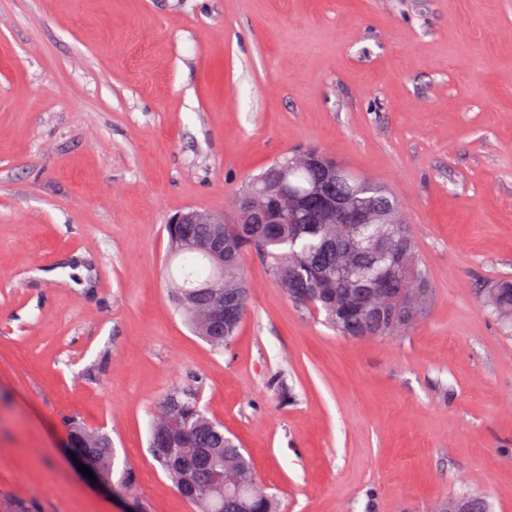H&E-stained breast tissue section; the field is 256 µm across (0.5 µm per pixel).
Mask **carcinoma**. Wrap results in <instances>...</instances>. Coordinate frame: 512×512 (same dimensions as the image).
Segmentation results:
<instances>
[{
  "instance_id": "obj_1",
  "label": "carcinoma",
  "mask_w": 512,
  "mask_h": 512,
  "mask_svg": "<svg viewBox=\"0 0 512 512\" xmlns=\"http://www.w3.org/2000/svg\"><path fill=\"white\" fill-rule=\"evenodd\" d=\"M295 152L286 153L262 172L250 178L244 185L249 188L262 180L272 186H279L289 192L306 196L314 191L321 179L320 171L289 162ZM334 195L344 196L366 210L380 213L381 217L393 216L396 223L388 225L394 236L383 242L384 250L364 246L356 256V268L352 274L338 271L341 257L351 250L350 241L341 239L337 247L328 251L324 241L336 235L334 224H252L250 216L235 212L218 224H179L165 226L168 247H178L175 257L180 259L177 272L168 274V288L172 299L179 300L184 289L180 284L194 281L207 275L211 262L194 247V244L210 239L219 228L229 238V251L224 253V283L219 290L224 294L238 297L240 314H245L249 300V289L241 272L243 258L248 252H256L268 263L273 280L293 302L304 307L313 306L324 313L325 322L343 336H356L361 333L385 330V336H400L413 328L423 313L412 314L405 307L393 311V325L368 311L350 322L343 321L338 307L349 294L358 288L370 286L371 279L392 264L394 253L403 251L404 261L410 271V279L405 287L421 291L424 300L431 294L430 280L422 266L408 225L401 217L399 203L380 185L369 182L349 168H344L343 178L329 185ZM327 272L338 279L333 288L337 292L325 296L318 291L316 273ZM486 306L509 331L512 332V282L502 281L493 285L486 294ZM177 310L191 327L193 333L216 351L224 350L238 331L241 321L224 325L223 334L206 328L195 320L191 308L177 306ZM203 382L194 386L178 385L171 388L153 418L150 438H159V429L165 425L174 426L181 437L172 443L170 454L178 456L192 448H206L224 473L234 476L248 486L254 496L259 512H277L278 504L274 496L257 481L250 459L233 439L224 435V425L207 417L200 408V395ZM72 441L88 448H96L100 453L99 466L107 477L114 475L111 437L102 431L88 429L78 419L71 418L66 423Z\"/></svg>"
}]
</instances>
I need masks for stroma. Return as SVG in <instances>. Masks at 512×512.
Segmentation results:
<instances>
[{
    "label": "stroma",
    "instance_id": "35a3bbf8",
    "mask_svg": "<svg viewBox=\"0 0 512 512\" xmlns=\"http://www.w3.org/2000/svg\"><path fill=\"white\" fill-rule=\"evenodd\" d=\"M319 148L401 203L433 296L350 339L249 253L223 352L164 280L175 212ZM512 0H0V512H125L65 420L112 436L141 512H196L149 447L169 389L244 448L279 512H512ZM290 398H281L277 379ZM485 303L490 313L512 332V282L502 281L489 288ZM425 308L418 314H411L407 308L398 307L396 308L392 315L394 319L392 320L393 325L388 327L384 336H400L408 332L411 328H413L419 321V319L423 316ZM487 510L486 502L481 497H472L469 499L449 497L438 503L435 512H484Z\"/></svg>",
    "mask_w": 512,
    "mask_h": 512
}]
</instances>
